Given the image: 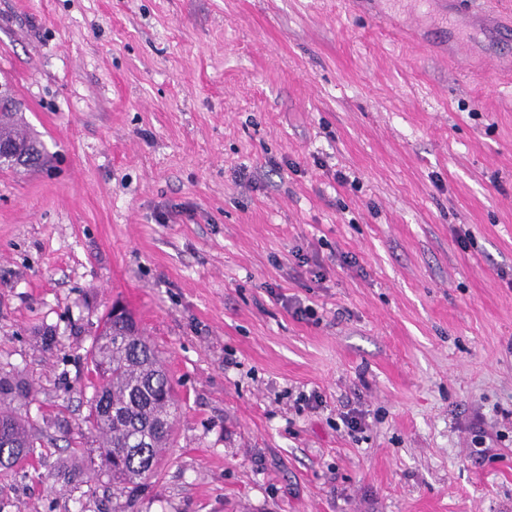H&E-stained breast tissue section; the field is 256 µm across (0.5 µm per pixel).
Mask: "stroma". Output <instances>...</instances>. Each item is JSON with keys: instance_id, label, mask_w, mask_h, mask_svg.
Masks as SVG:
<instances>
[{"instance_id": "35a3bbf8", "label": "stroma", "mask_w": 512, "mask_h": 512, "mask_svg": "<svg viewBox=\"0 0 512 512\" xmlns=\"http://www.w3.org/2000/svg\"><path fill=\"white\" fill-rule=\"evenodd\" d=\"M464 2L0 0L52 157L0 167V405L42 461L0 512H512V0ZM116 301L180 399L133 490L53 475Z\"/></svg>"}]
</instances>
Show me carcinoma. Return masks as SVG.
<instances>
[{"label": "carcinoma", "instance_id": "1", "mask_svg": "<svg viewBox=\"0 0 512 512\" xmlns=\"http://www.w3.org/2000/svg\"><path fill=\"white\" fill-rule=\"evenodd\" d=\"M24 103L14 96L0 103V155L3 164L30 170L51 161L43 144L24 125ZM88 427L96 438L98 461H89L87 481L103 474L112 484L139 485L151 479L170 447L179 402L155 346L132 316L115 318L110 335L91 350ZM105 394L110 410L101 409ZM40 437L31 425L0 411V467L34 455Z\"/></svg>", "mask_w": 512, "mask_h": 512}]
</instances>
